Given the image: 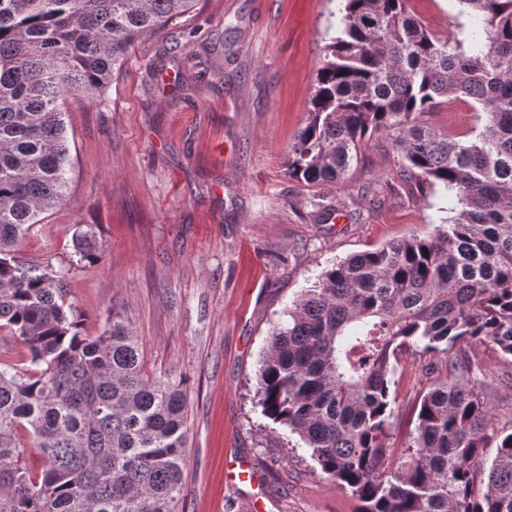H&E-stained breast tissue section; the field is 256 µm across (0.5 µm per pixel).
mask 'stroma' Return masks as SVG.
<instances>
[{
	"instance_id": "35a3bbf8",
	"label": "stroma",
	"mask_w": 512,
	"mask_h": 512,
	"mask_svg": "<svg viewBox=\"0 0 512 512\" xmlns=\"http://www.w3.org/2000/svg\"><path fill=\"white\" fill-rule=\"evenodd\" d=\"M339 0H199L177 24L128 52L103 99H67L72 178L19 254L64 269L83 331L118 307L140 339L144 372L185 381L187 452L178 512H357L297 435L255 407L273 327L337 260L435 232L440 188L410 174L383 133L345 183L289 179L288 148L305 125ZM437 35L453 0H408ZM424 125L460 140L475 111L445 102ZM334 208L322 220L320 206ZM93 224L100 262H78L73 238ZM500 421L512 419V360L475 346ZM444 356L399 357L389 460L404 455L421 396L446 380Z\"/></svg>"
}]
</instances>
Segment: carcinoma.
<instances>
[{
	"label": "carcinoma",
	"mask_w": 512,
	"mask_h": 512,
	"mask_svg": "<svg viewBox=\"0 0 512 512\" xmlns=\"http://www.w3.org/2000/svg\"><path fill=\"white\" fill-rule=\"evenodd\" d=\"M196 2L0 0V331L27 356L0 363V512H176L183 382L144 377L138 336L116 312L85 335L66 273L18 245L67 198L66 95L100 100L129 48ZM456 2L468 23L442 39L406 0H344L288 150L290 178L340 184L366 137L385 133L408 171L454 203L433 235L323 271L262 358L261 415L297 435L359 512H512V425L493 422L488 373L461 347L489 342L512 357V0ZM444 98L484 119L475 138L419 122ZM74 250L100 261L96 225L78 230ZM409 349L448 356V377L423 395L394 465L391 360Z\"/></svg>",
	"instance_id": "obj_1"
}]
</instances>
